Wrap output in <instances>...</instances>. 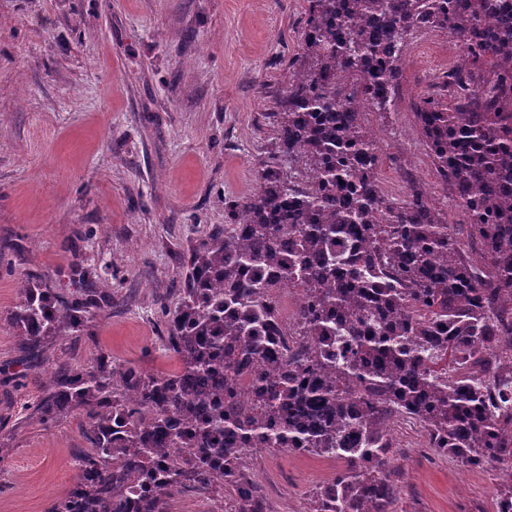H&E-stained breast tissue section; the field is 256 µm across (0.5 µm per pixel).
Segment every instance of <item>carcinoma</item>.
I'll return each instance as SVG.
<instances>
[{
	"mask_svg": "<svg viewBox=\"0 0 512 512\" xmlns=\"http://www.w3.org/2000/svg\"><path fill=\"white\" fill-rule=\"evenodd\" d=\"M307 2L301 53L267 113L275 149L258 187L192 250L178 302L162 307L163 347L179 370L155 376L100 355L48 378L35 419L84 411L89 422L76 463L83 480L47 512L68 503L127 512L119 487L142 477L141 512H171L172 498L222 456L234 496L241 476L223 440L233 433L344 461L307 512H394L388 427L400 418L467 467L490 460L512 471V389L483 377L489 366L512 373V0ZM365 17L377 24L364 27ZM416 30L460 39L467 56L442 83L448 104L426 99L414 115L479 262L421 187L394 199L380 183V141L366 115L393 107ZM356 99L369 111H347ZM76 275L84 287L68 296L21 282L12 321L29 359L93 319L98 290L85 270ZM283 281L299 292L306 337L286 375L260 366ZM245 368L256 390L248 406L238 399ZM175 444L189 458L148 468L150 450Z\"/></svg>",
	"mask_w": 512,
	"mask_h": 512,
	"instance_id": "obj_1",
	"label": "carcinoma"
}]
</instances>
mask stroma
<instances>
[{
	"label": "stroma",
	"instance_id": "1",
	"mask_svg": "<svg viewBox=\"0 0 512 512\" xmlns=\"http://www.w3.org/2000/svg\"><path fill=\"white\" fill-rule=\"evenodd\" d=\"M306 0H0V512H46L70 488L86 419L31 417L56 365L106 355L174 372L160 306L174 302L187 258L253 192L274 140L266 119L301 52ZM444 47L405 50L390 113H371L382 187L424 188L469 227L439 183L414 104L435 95ZM101 300L80 336H57L26 363L11 314L19 283L74 291L75 268ZM397 512H493L500 464L470 469L427 448L419 427L393 431ZM274 512H303L336 460L262 454Z\"/></svg>",
	"mask_w": 512,
	"mask_h": 512
}]
</instances>
